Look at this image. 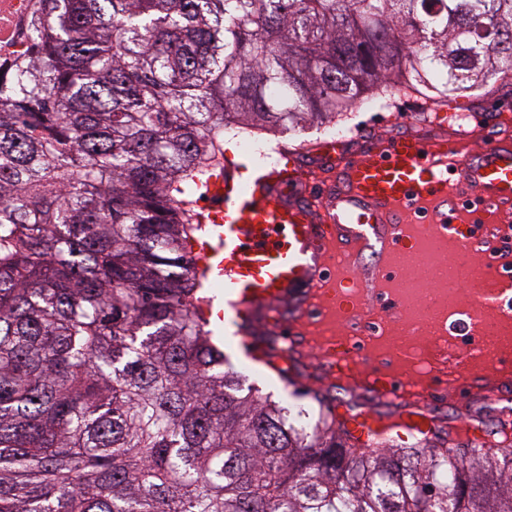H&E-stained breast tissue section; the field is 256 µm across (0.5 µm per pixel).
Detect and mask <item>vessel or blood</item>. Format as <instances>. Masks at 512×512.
Here are the masks:
<instances>
[{"label":"vessel or blood","mask_w":512,"mask_h":512,"mask_svg":"<svg viewBox=\"0 0 512 512\" xmlns=\"http://www.w3.org/2000/svg\"><path fill=\"white\" fill-rule=\"evenodd\" d=\"M469 140L462 130L431 139L407 131L363 142L352 156L328 142L316 150V177L286 152L247 182L228 172L209 187L204 238L192 251L224 285L226 322L250 345L269 311L289 304L281 334L294 352L317 354L324 386L347 384L395 406L390 416L349 419L359 444L401 447L428 432L440 374L464 395L512 388L503 354L441 343L424 357L392 348L380 322L406 308L391 254L422 248L434 233L473 255L512 212V138L478 151ZM489 310L512 321L502 292L479 296L476 316Z\"/></svg>","instance_id":"obj_1"}]
</instances>
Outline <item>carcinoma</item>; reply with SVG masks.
<instances>
[{
  "label": "carcinoma",
  "mask_w": 512,
  "mask_h": 512,
  "mask_svg": "<svg viewBox=\"0 0 512 512\" xmlns=\"http://www.w3.org/2000/svg\"><path fill=\"white\" fill-rule=\"evenodd\" d=\"M0 79V512H512V448H357L224 370L187 246L224 131L512 78V0H41Z\"/></svg>",
  "instance_id": "carcinoma-1"
}]
</instances>
